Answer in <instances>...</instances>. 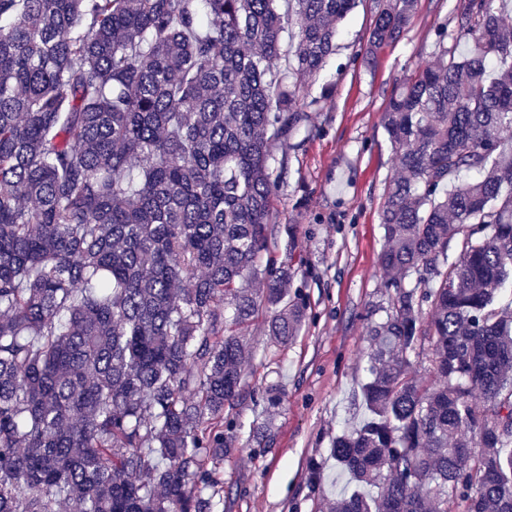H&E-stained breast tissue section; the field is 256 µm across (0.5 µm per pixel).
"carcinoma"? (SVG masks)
<instances>
[{
    "label": "carcinoma",
    "instance_id": "carcinoma-1",
    "mask_svg": "<svg viewBox=\"0 0 512 512\" xmlns=\"http://www.w3.org/2000/svg\"><path fill=\"white\" fill-rule=\"evenodd\" d=\"M415 2L378 0L371 50ZM355 5L0 0V512H215L238 328L263 306L286 344L304 318L259 264L270 142ZM504 9L458 0L384 112L386 305L368 416L330 448L357 489L330 512H512Z\"/></svg>",
    "mask_w": 512,
    "mask_h": 512
}]
</instances>
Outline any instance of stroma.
Listing matches in <instances>:
<instances>
[{
    "instance_id": "obj_1",
    "label": "stroma",
    "mask_w": 512,
    "mask_h": 512,
    "mask_svg": "<svg viewBox=\"0 0 512 512\" xmlns=\"http://www.w3.org/2000/svg\"><path fill=\"white\" fill-rule=\"evenodd\" d=\"M456 0H417L401 36L367 57L375 0H358L336 49L299 94V123L271 148L273 218L264 262L287 268L305 318L288 344H273L269 315L241 330L255 353L246 386L224 409L235 446L221 467L218 512H328L346 479L330 444L364 417L356 394L369 348L366 313L384 303L380 214L401 171L383 126L393 90L432 58ZM281 401L269 407L264 391ZM323 468L319 490L308 464Z\"/></svg>"
}]
</instances>
